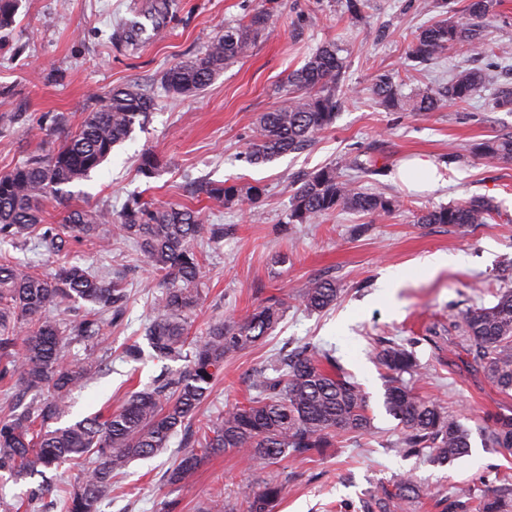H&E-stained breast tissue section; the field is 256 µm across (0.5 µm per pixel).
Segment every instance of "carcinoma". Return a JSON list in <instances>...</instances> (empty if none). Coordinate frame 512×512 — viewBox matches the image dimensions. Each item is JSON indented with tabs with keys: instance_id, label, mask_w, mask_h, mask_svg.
Here are the masks:
<instances>
[{
	"instance_id": "1",
	"label": "carcinoma",
	"mask_w": 512,
	"mask_h": 512,
	"mask_svg": "<svg viewBox=\"0 0 512 512\" xmlns=\"http://www.w3.org/2000/svg\"><path fill=\"white\" fill-rule=\"evenodd\" d=\"M20 0H0V30L15 23ZM498 0H468L462 15L420 30L410 53L416 59L437 58L457 46L480 50L488 46L486 19ZM268 14L257 10L246 23L227 26L211 47L164 75L167 90L176 96L199 93L229 64L246 56L255 33L267 26ZM343 59L336 44L322 46L288 77L287 98L265 112L249 146L247 159L266 164L301 149L336 120V90ZM485 83L477 69L455 76L446 91L421 90L402 96L386 74L375 75L372 91L380 105L392 111L432 112L442 98L465 102ZM153 106L151 96L138 87L112 89L105 103L88 114L80 129L44 159L34 157L0 175V236L12 241L37 237L51 252L64 249L67 239L52 226L42 224V202L62 201L69 187L91 177L114 147L131 138L134 126L144 123ZM468 151L503 163L512 162V136L475 143ZM342 167L358 174L380 171L376 161L348 157ZM207 198L224 203H259L261 189L207 183L200 187ZM400 207L397 196L362 192L355 178H342L336 166L324 167L304 178L294 190L288 213L290 224H313L349 209L371 215H390ZM492 206L480 200L440 207L419 218L421 224H446L463 229L484 224ZM65 223L75 240H93L109 246L100 228L112 225V235L132 241L154 270L161 273L159 294L152 317L142 328V339L159 360L184 361L175 372H163L152 386L127 395L121 407L107 415L86 417L55 426L68 413L72 394L85 387L100 369L96 353L101 343V314L120 319L128 298L122 285L77 264H66L53 275L34 267L0 259V379L11 381L14 396L0 416V472L17 481L41 479L29 488L35 501L47 490L46 470L68 460L76 461L81 477L75 485L56 486L60 512H101L112 499L114 479L135 459L168 448L178 431H190L195 410L210 393L213 381L224 371V358L242 351L267 335L280 321L284 303L260 307L239 321L210 325L198 340L189 338L190 314L197 305L202 263L196 250L203 234L216 229L203 224L200 211L188 207L151 209L136 198L128 200L119 219L107 209H73ZM338 288L316 278L301 289L300 299L311 311L331 306ZM86 302L93 306L78 322L52 317L55 304ZM461 330L475 352L477 368L502 393L512 392V293H504L492 306L466 312ZM68 340L90 343L84 358L67 363L62 348ZM388 370L383 405L397 421L400 437L395 447L409 454L425 453L440 466H451L468 455L470 432L460 419L438 401L422 397L405 384L403 374L419 369L413 352L401 344H388L377 353ZM276 375L255 372V395L237 402L224 415L202 427L172 470L178 483L188 482L201 461L226 450L245 453L252 462L269 463L283 456L308 457L330 445L339 435L372 429L369 397L360 384L336 367L326 353L303 347L278 355ZM36 398L27 404L21 398ZM492 444L512 452V416L493 419ZM281 486L267 481L243 491L245 512H272ZM420 489L409 479L399 493L380 489L372 496L377 512H397L400 504L419 498ZM512 484L483 502L481 512H509Z\"/></svg>"
}]
</instances>
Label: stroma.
Returning <instances> with one entry per match:
<instances>
[{"instance_id": "obj_1", "label": "stroma", "mask_w": 512, "mask_h": 512, "mask_svg": "<svg viewBox=\"0 0 512 512\" xmlns=\"http://www.w3.org/2000/svg\"><path fill=\"white\" fill-rule=\"evenodd\" d=\"M467 0H368L352 13L349 0H21L16 23L0 33V174L31 157H48L73 134L113 88L149 90L156 106L131 139L116 147L90 180L72 186L65 202L43 203L47 223L62 224L72 209L106 208L120 215L134 197L151 207L189 206L204 221L224 227L218 242L200 240L201 299L191 315L198 337L215 321L238 318L276 300L283 317L259 344L225 358L196 418H215L249 396L250 378L279 350L305 344L329 353L369 397L373 428L335 438L310 458L287 457L251 465L226 451L206 459L186 484L169 480L184 451V434L167 450L132 461L122 484L127 497L102 512H205L215 489L235 508L246 486L272 480L283 491L272 512H362L375 488L396 491L403 478L420 486L406 512H448L459 490L473 501L493 497L512 480V454L492 447L487 414L512 412V394L500 393L471 368L472 356L459 324L470 309L491 306L512 290V163L464 153V145L512 133V112L500 108L512 88V0H501L490 17L491 48L452 49L429 61L409 58L414 34L461 12ZM269 21L248 55L224 68L210 86L191 97H172L162 81L173 65L206 52L227 26L249 21L257 10ZM336 43L344 60L335 123L304 149L265 165L247 152L263 113L280 105L288 77L322 45ZM478 68L483 88L469 102H444L425 114L389 112L372 93L376 74L391 76L403 96L446 89L459 72ZM152 151L157 175L138 171L139 156ZM368 153L384 165L380 176L361 178L367 193L400 197L388 216L340 210L317 224L288 221L293 191L306 174L333 166L350 154ZM431 159L441 176L430 192L409 189L395 171L407 160ZM260 187L254 207L225 205L200 196L202 183ZM489 199L494 219L465 230L420 223L442 205ZM438 252L461 255L460 263L426 272L424 259ZM0 256L54 272L64 263L107 271L129 292L118 323L106 327L103 369L70 400L66 422L114 411L129 392L150 385L162 368L179 361L123 359L151 311L158 279L132 244L107 251L73 241L59 254L36 242L0 239ZM404 271L398 288L383 277ZM335 281V304L305 309L298 299L307 281ZM389 341L412 347L421 366L416 392L456 413L471 432V451L452 467L426 455L394 449L396 422L383 407L387 371L375 361Z\"/></svg>"}]
</instances>
